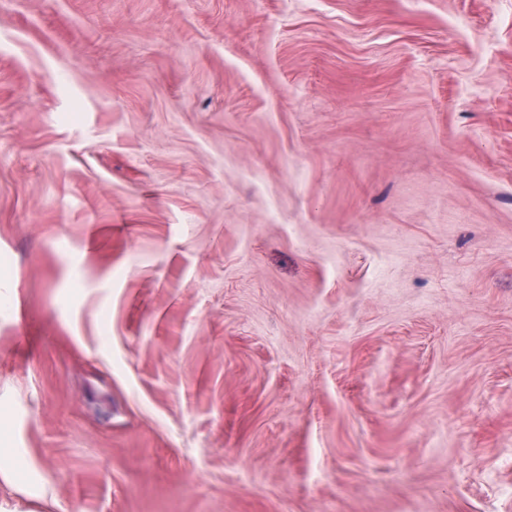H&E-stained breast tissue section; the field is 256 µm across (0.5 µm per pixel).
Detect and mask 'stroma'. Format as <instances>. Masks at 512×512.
<instances>
[{"instance_id": "obj_1", "label": "stroma", "mask_w": 512, "mask_h": 512, "mask_svg": "<svg viewBox=\"0 0 512 512\" xmlns=\"http://www.w3.org/2000/svg\"><path fill=\"white\" fill-rule=\"evenodd\" d=\"M13 512H512V0H0Z\"/></svg>"}]
</instances>
